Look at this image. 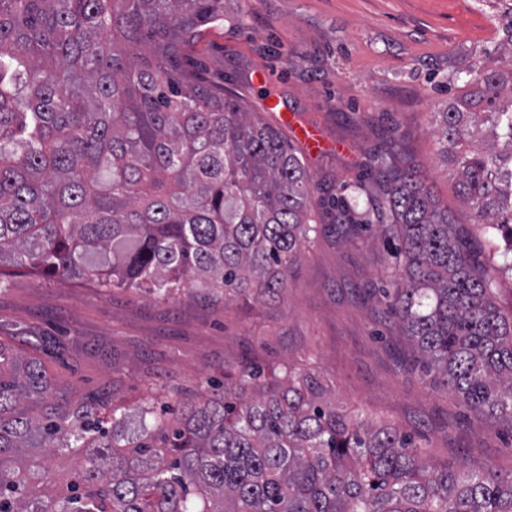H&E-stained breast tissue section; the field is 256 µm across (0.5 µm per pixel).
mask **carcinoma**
Segmentation results:
<instances>
[{"label":"carcinoma","mask_w":512,"mask_h":512,"mask_svg":"<svg viewBox=\"0 0 512 512\" xmlns=\"http://www.w3.org/2000/svg\"><path fill=\"white\" fill-rule=\"evenodd\" d=\"M224 0H0L4 259L101 288L183 284L273 299L312 236L297 151L193 57ZM440 113L489 257L512 272V66L455 71ZM383 194L331 198L352 238L399 243L391 314L436 388L512 428V309L412 160ZM70 404L48 367L0 342V512H512V474L433 463L393 426L326 399L297 367H247L203 401ZM73 448L80 465L42 464Z\"/></svg>","instance_id":"obj_1"}]
</instances>
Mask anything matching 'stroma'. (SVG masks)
Segmentation results:
<instances>
[{"instance_id": "stroma-1", "label": "stroma", "mask_w": 512, "mask_h": 512, "mask_svg": "<svg viewBox=\"0 0 512 512\" xmlns=\"http://www.w3.org/2000/svg\"><path fill=\"white\" fill-rule=\"evenodd\" d=\"M511 24L512 0H224L223 25L198 35L195 55L273 126L288 111L319 129L315 152L284 127L329 193L359 184L377 194L374 157L397 145L478 245L455 172L438 159L435 115L465 91L451 77L461 61L504 58ZM269 95L280 110L264 111ZM312 211L323 230L276 300L190 285L162 298L24 271L0 284V340L42 358L72 400L128 410L146 397L203 400L245 365L268 374L290 364L319 377L337 407L411 434L435 463L511 473L512 431L434 388L388 318L385 294L401 280L392 246L367 232L345 239L328 204Z\"/></svg>"}]
</instances>
